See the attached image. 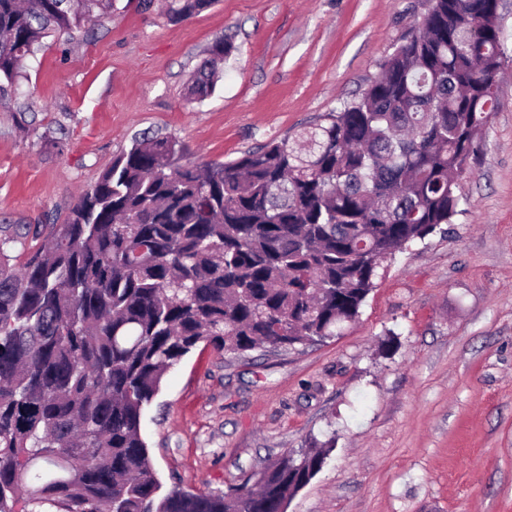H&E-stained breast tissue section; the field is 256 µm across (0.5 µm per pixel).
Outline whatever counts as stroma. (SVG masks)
Instances as JSON below:
<instances>
[{
	"instance_id": "35a3bbf8",
	"label": "stroma",
	"mask_w": 512,
	"mask_h": 512,
	"mask_svg": "<svg viewBox=\"0 0 512 512\" xmlns=\"http://www.w3.org/2000/svg\"><path fill=\"white\" fill-rule=\"evenodd\" d=\"M428 0H215L174 23L117 0L47 38L0 101V225L58 224L134 139L227 162L354 98ZM481 155L448 232L397 255L343 335L239 357L199 344L165 375L142 435L163 488L226 491L310 441H333L287 512H512V0ZM235 46L188 102L210 44ZM390 350H382L383 342Z\"/></svg>"
}]
</instances>
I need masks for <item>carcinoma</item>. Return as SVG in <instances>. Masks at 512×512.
Wrapping results in <instances>:
<instances>
[{
    "instance_id": "carcinoma-1",
    "label": "carcinoma",
    "mask_w": 512,
    "mask_h": 512,
    "mask_svg": "<svg viewBox=\"0 0 512 512\" xmlns=\"http://www.w3.org/2000/svg\"><path fill=\"white\" fill-rule=\"evenodd\" d=\"M213 0H166L172 22ZM116 0H0V98L44 39ZM214 41L189 93H214ZM499 0H429L354 99L227 163L134 140L61 224L0 229V512H286L332 451L313 441L231 493L161 484L143 410L200 343L241 356L337 336L397 254L462 212L459 179L495 109ZM45 245L20 269L9 250Z\"/></svg>"
}]
</instances>
